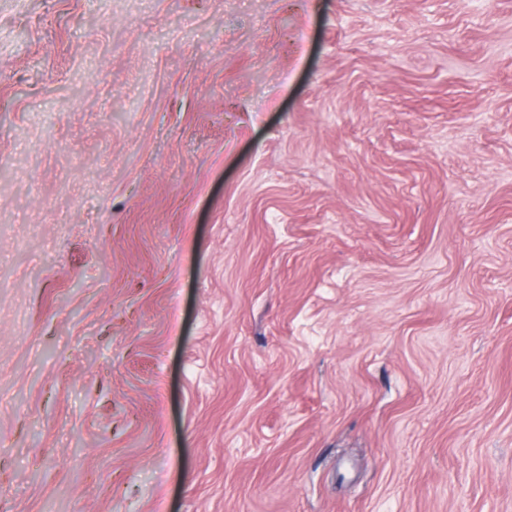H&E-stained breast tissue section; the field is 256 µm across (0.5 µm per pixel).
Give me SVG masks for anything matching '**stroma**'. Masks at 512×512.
<instances>
[{
	"label": "stroma",
	"mask_w": 512,
	"mask_h": 512,
	"mask_svg": "<svg viewBox=\"0 0 512 512\" xmlns=\"http://www.w3.org/2000/svg\"><path fill=\"white\" fill-rule=\"evenodd\" d=\"M0 512H512V0H0Z\"/></svg>",
	"instance_id": "1"
}]
</instances>
